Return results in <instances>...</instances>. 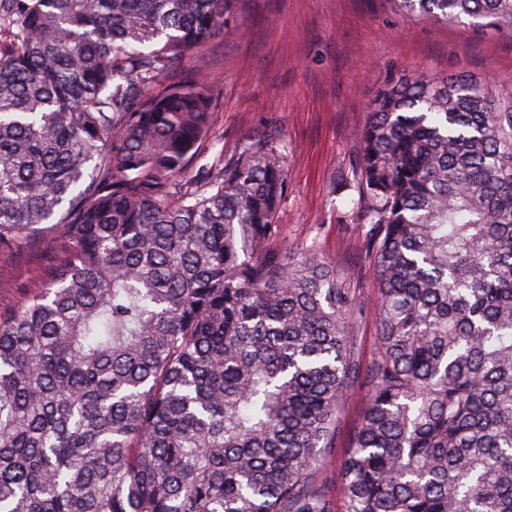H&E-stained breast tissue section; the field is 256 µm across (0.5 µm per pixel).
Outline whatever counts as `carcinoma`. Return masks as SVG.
<instances>
[{"instance_id":"cac0c4a2","label":"carcinoma","mask_w":512,"mask_h":512,"mask_svg":"<svg viewBox=\"0 0 512 512\" xmlns=\"http://www.w3.org/2000/svg\"><path fill=\"white\" fill-rule=\"evenodd\" d=\"M237 0H0V248L52 241L0 314V512H336L353 294L274 246L288 143L183 180L213 82L173 60ZM512 33V0H390ZM355 179L379 281L343 512H512V100L402 75Z\"/></svg>"}]
</instances>
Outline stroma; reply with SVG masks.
Here are the masks:
<instances>
[{
  "label": "stroma",
  "mask_w": 512,
  "mask_h": 512,
  "mask_svg": "<svg viewBox=\"0 0 512 512\" xmlns=\"http://www.w3.org/2000/svg\"><path fill=\"white\" fill-rule=\"evenodd\" d=\"M211 76L215 108L208 158L232 159L267 134L288 144L281 245L312 249L355 293L352 342L360 373L341 401L336 438L319 480L339 493L349 438L368 403L364 373L378 349V280L353 208L358 131L377 91L400 74L462 73L512 98V34L482 36L465 22L393 11L385 0H240L231 34L216 30L173 65ZM51 244L0 250V312L17 308L46 279Z\"/></svg>",
  "instance_id": "obj_1"
}]
</instances>
